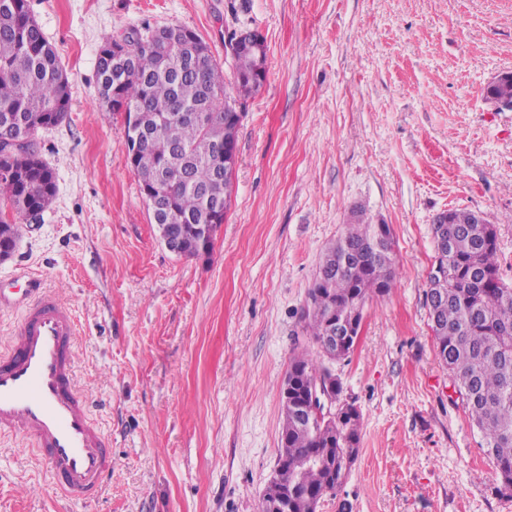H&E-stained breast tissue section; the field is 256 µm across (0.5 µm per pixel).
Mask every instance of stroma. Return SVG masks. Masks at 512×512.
<instances>
[{
    "mask_svg": "<svg viewBox=\"0 0 512 512\" xmlns=\"http://www.w3.org/2000/svg\"><path fill=\"white\" fill-rule=\"evenodd\" d=\"M72 98L34 140L56 176L20 221L0 287L36 277L76 322L78 381L112 439L99 499L61 496L31 440L0 435V512H260L278 464L290 359L325 246L352 211L390 225L397 283L364 309L332 369L362 413L360 455L320 512H512L437 355L424 302L431 224H494L512 283V0H29ZM258 31L266 81L238 133L235 193L209 255L169 252L127 162L123 114L97 87L104 37L144 25Z\"/></svg>",
    "mask_w": 512,
    "mask_h": 512,
    "instance_id": "1",
    "label": "stroma"
}]
</instances>
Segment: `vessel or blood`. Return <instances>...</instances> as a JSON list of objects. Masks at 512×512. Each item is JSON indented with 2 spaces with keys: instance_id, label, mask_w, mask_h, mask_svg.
I'll list each match as a JSON object with an SVG mask.
<instances>
[{
  "instance_id": "obj_1",
  "label": "vessel or blood",
  "mask_w": 512,
  "mask_h": 512,
  "mask_svg": "<svg viewBox=\"0 0 512 512\" xmlns=\"http://www.w3.org/2000/svg\"><path fill=\"white\" fill-rule=\"evenodd\" d=\"M21 306L22 320L0 349V434L32 439L61 493L96 499L112 470V442L77 381L75 319L35 278Z\"/></svg>"
}]
</instances>
